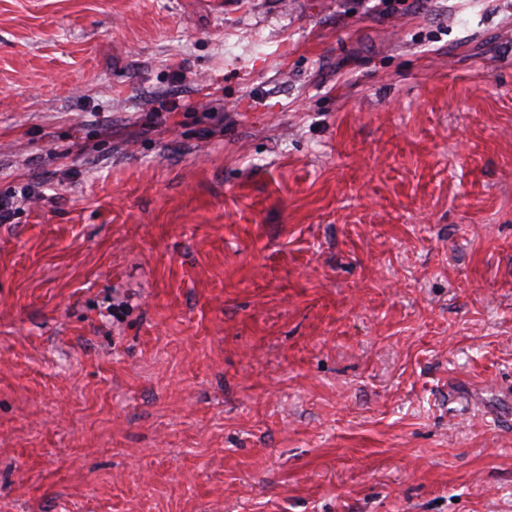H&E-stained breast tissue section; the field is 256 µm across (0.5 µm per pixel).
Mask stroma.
I'll use <instances>...</instances> for the list:
<instances>
[{
    "label": "stroma",
    "mask_w": 512,
    "mask_h": 512,
    "mask_svg": "<svg viewBox=\"0 0 512 512\" xmlns=\"http://www.w3.org/2000/svg\"><path fill=\"white\" fill-rule=\"evenodd\" d=\"M23 187L0 512H512V0H0Z\"/></svg>",
    "instance_id": "obj_1"
}]
</instances>
